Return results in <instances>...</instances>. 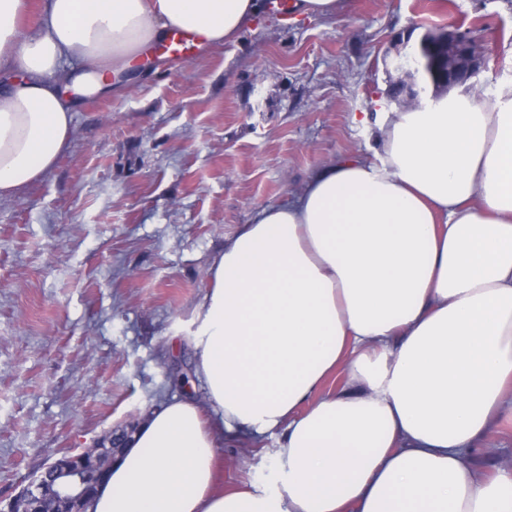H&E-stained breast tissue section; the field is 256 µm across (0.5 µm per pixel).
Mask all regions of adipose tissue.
<instances>
[{"label": "adipose tissue", "instance_id": "adipose-tissue-1", "mask_svg": "<svg viewBox=\"0 0 512 512\" xmlns=\"http://www.w3.org/2000/svg\"><path fill=\"white\" fill-rule=\"evenodd\" d=\"M260 8L0 0V199L68 148L67 88L121 90L149 45L220 46ZM380 142L225 243L194 311L204 397L148 415L92 512H512V464L477 458L512 422V85L388 113ZM269 434L270 481L218 490L219 440Z\"/></svg>", "mask_w": 512, "mask_h": 512}]
</instances>
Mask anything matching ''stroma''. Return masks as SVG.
<instances>
[{
	"mask_svg": "<svg viewBox=\"0 0 512 512\" xmlns=\"http://www.w3.org/2000/svg\"><path fill=\"white\" fill-rule=\"evenodd\" d=\"M263 2L237 41L82 98L54 167L0 200L1 504L51 457L202 398L189 338L214 255L319 168L374 160L392 39L473 32L472 87L512 82V0H340L296 22ZM276 447L220 444L225 487L264 480Z\"/></svg>",
	"mask_w": 512,
	"mask_h": 512,
	"instance_id": "35a3bbf8",
	"label": "stroma"
}]
</instances>
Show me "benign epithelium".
I'll list each match as a JSON object with an SVG mask.
<instances>
[{
  "label": "benign epithelium",
  "mask_w": 512,
  "mask_h": 512,
  "mask_svg": "<svg viewBox=\"0 0 512 512\" xmlns=\"http://www.w3.org/2000/svg\"><path fill=\"white\" fill-rule=\"evenodd\" d=\"M448 43L447 71L455 77L453 84H462L474 77L484 66V55L467 32H446ZM408 55L396 48L384 57L386 68L402 71L399 82L405 86L400 98L388 97V104L399 109L423 108L435 100L429 93L419 69H407ZM127 428L120 427L93 448L63 455L29 484L8 505L7 512H41V503L52 500L56 512H86L91 485L110 471L119 449L126 447Z\"/></svg>",
  "instance_id": "benign-epithelium-1"
}]
</instances>
